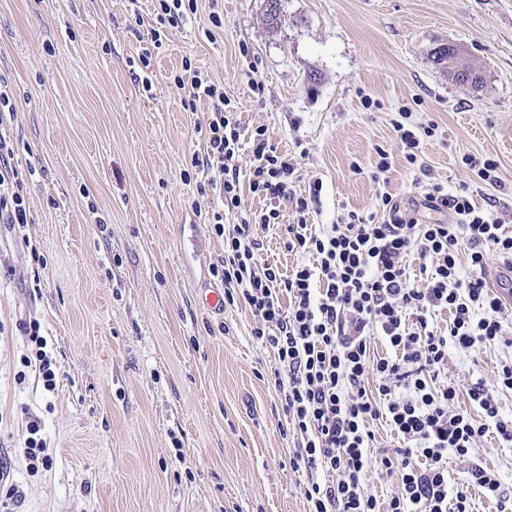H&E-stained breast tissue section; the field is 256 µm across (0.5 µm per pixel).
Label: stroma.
<instances>
[{"mask_svg": "<svg viewBox=\"0 0 512 512\" xmlns=\"http://www.w3.org/2000/svg\"><path fill=\"white\" fill-rule=\"evenodd\" d=\"M262 15L263 0H198L157 47L152 0H0L14 104L0 133L30 206L28 224L0 228V455L23 493L17 512H309L274 353L250 336L248 309L199 301L221 284L224 242L207 220L223 204L191 166L213 104L184 109L170 82L183 58L245 129L265 127L296 158L301 187L321 181L314 227L379 212L384 194L437 222L421 200L469 182L468 154L499 163V186L474 185L475 204L512 211V0H284L274 28ZM441 43L466 49L481 89L431 61ZM405 115L435 126L417 167L393 128ZM382 150L391 168L377 179ZM30 319L59 371L51 392L21 363ZM511 357L454 352L448 378L490 383ZM30 413L46 471L24 456Z\"/></svg>", "mask_w": 512, "mask_h": 512, "instance_id": "stroma-1", "label": "stroma"}]
</instances>
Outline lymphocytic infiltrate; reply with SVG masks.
<instances>
[{"label": "lymphocytic infiltrate", "instance_id": "lymphocytic-infiltrate-1", "mask_svg": "<svg viewBox=\"0 0 512 512\" xmlns=\"http://www.w3.org/2000/svg\"><path fill=\"white\" fill-rule=\"evenodd\" d=\"M173 83L183 93L184 109L202 99L214 103L204 153L191 160L224 205L213 215L224 257L212 271L224 284L225 302L249 310L252 338L273 351L287 377L279 389L299 439L290 465L309 475V512H472L468 485L503 495L498 472L480 462L469 466L468 484L448 479L449 454L468 456L490 434L512 445V416L500 403L504 392H512V359L500 363L493 385L478 381L463 391L448 382L449 350L512 348L504 321L512 309L484 280L492 259H512V235L504 233L503 218L477 207L469 185L450 193L435 184L425 206L447 212V220L421 224L403 218L386 195L384 220L351 211L313 232L308 214L321 183L297 193L294 159L269 142L264 127L243 132L223 89L191 59L183 60ZM245 137L253 161L244 187L238 158ZM12 157L0 135V223L21 225L30 209ZM246 189L263 200V208L244 207ZM287 206L293 214L288 225L282 222ZM228 213L238 223L225 225ZM275 224L284 227L285 248L307 257L287 273L258 258L260 233ZM412 255L420 260L415 276L407 265ZM438 312L448 313V322L435 321ZM377 343L385 354L374 352ZM463 396L465 408L459 404ZM374 420L399 440L394 456L373 457ZM375 465L401 474L383 499L364 488ZM316 470L329 473V480L313 479Z\"/></svg>", "mask_w": 512, "mask_h": 512}]
</instances>
